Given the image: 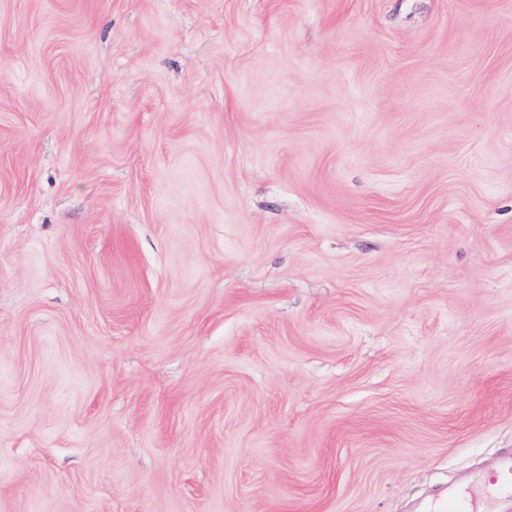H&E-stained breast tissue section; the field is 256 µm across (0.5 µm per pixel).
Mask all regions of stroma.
<instances>
[{
	"label": "stroma",
	"instance_id": "35a3bbf8",
	"mask_svg": "<svg viewBox=\"0 0 512 512\" xmlns=\"http://www.w3.org/2000/svg\"><path fill=\"white\" fill-rule=\"evenodd\" d=\"M512 455V0H0V512H420Z\"/></svg>",
	"mask_w": 512,
	"mask_h": 512
}]
</instances>
